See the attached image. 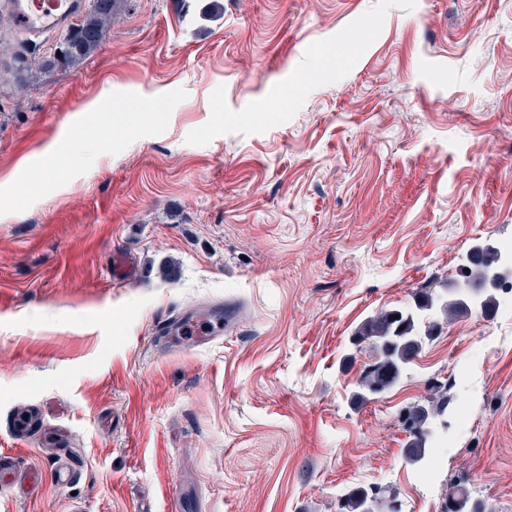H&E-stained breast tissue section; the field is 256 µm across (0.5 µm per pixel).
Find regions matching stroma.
I'll return each instance as SVG.
<instances>
[{"label":"stroma","instance_id":"obj_1","mask_svg":"<svg viewBox=\"0 0 512 512\" xmlns=\"http://www.w3.org/2000/svg\"><path fill=\"white\" fill-rule=\"evenodd\" d=\"M5 35L0 175L75 152L0 197V512H336L369 484L439 512L459 478L512 512V317L444 324L352 401L364 318L512 243V0H131L20 90L56 39ZM228 305L211 342L157 332ZM436 381L427 481L399 419Z\"/></svg>","mask_w":512,"mask_h":512}]
</instances>
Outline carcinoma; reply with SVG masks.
Wrapping results in <instances>:
<instances>
[{
	"instance_id": "carcinoma-1",
	"label": "carcinoma",
	"mask_w": 512,
	"mask_h": 512,
	"mask_svg": "<svg viewBox=\"0 0 512 512\" xmlns=\"http://www.w3.org/2000/svg\"><path fill=\"white\" fill-rule=\"evenodd\" d=\"M126 0H90L87 8L60 34L54 54L23 59L10 77L17 85H25L42 73L52 70H74L93 56L103 44L112 24L120 19ZM500 287L480 292V307L447 291L441 295L434 288L417 291L413 305L405 308L382 309L365 318L355 329L353 344L369 343L378 352V359L368 365L360 376L354 401L364 403L382 397L395 388L406 376L410 366L426 343L440 335L443 324L470 318L488 316L496 307ZM404 327L403 338L391 345L385 341L399 327ZM451 398L448 384L436 383L431 393L405 407L403 424L409 440L403 453V463L420 468L429 456L430 425L445 419ZM337 512H399L394 506L390 488L370 484L344 491L337 500ZM440 512H494L480 501H473L463 483L454 485L442 500Z\"/></svg>"
}]
</instances>
